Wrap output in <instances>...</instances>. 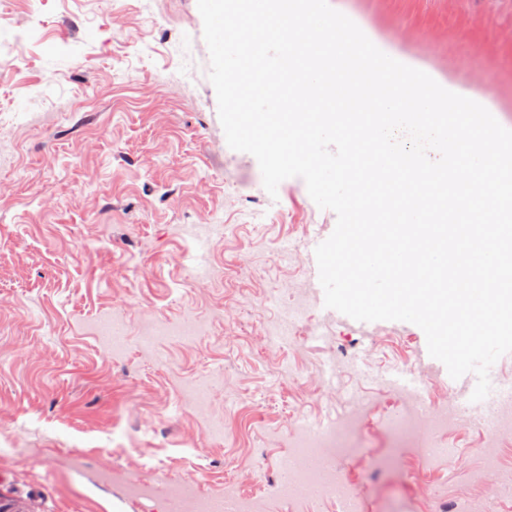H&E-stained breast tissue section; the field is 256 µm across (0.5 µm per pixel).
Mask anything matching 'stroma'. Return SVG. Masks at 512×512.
I'll list each match as a JSON object with an SVG mask.
<instances>
[{
    "label": "stroma",
    "mask_w": 512,
    "mask_h": 512,
    "mask_svg": "<svg viewBox=\"0 0 512 512\" xmlns=\"http://www.w3.org/2000/svg\"><path fill=\"white\" fill-rule=\"evenodd\" d=\"M333 2L512 128V0ZM0 47L17 58L0 68V512H165L175 475L211 497L260 494L267 512H340L278 501L291 419L336 417L355 393L376 430L396 402L374 377L409 358L440 388L453 380L418 326L362 330L325 307L305 257L336 215L299 177L269 196L256 158L228 146L197 0H0ZM299 298L311 332L264 346L277 307ZM188 312L194 336L143 345L144 317ZM112 319L118 357L93 331ZM188 381L208 385L205 405L183 398ZM484 441L449 434L428 474L447 499ZM102 466L113 480H98ZM338 467L376 475L369 512H416L408 452L370 442ZM131 480L153 495L130 498Z\"/></svg>",
    "instance_id": "obj_1"
}]
</instances>
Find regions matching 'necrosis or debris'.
<instances>
[{
    "mask_svg": "<svg viewBox=\"0 0 512 512\" xmlns=\"http://www.w3.org/2000/svg\"><path fill=\"white\" fill-rule=\"evenodd\" d=\"M494 401L498 407L483 427L486 441L479 453L492 459L499 442L512 438V380L501 382ZM399 411L391 413L379 427L377 435L386 447L412 448L427 465L445 461L449 432L472 428L473 420L456 406L451 392L427 385L424 393L399 399ZM368 413L355 414L329 426H312L294 421L288 445L291 453L285 463L278 490L283 497L333 496L341 499L346 512H366L363 485L346 481L336 467L340 458H355L363 451L362 435ZM166 512H257L254 499L241 494L212 499L201 495L193 480H180L170 488Z\"/></svg>",
    "mask_w": 512,
    "mask_h": 512,
    "instance_id": "necrosis-or-debris-1",
    "label": "necrosis or debris"
}]
</instances>
